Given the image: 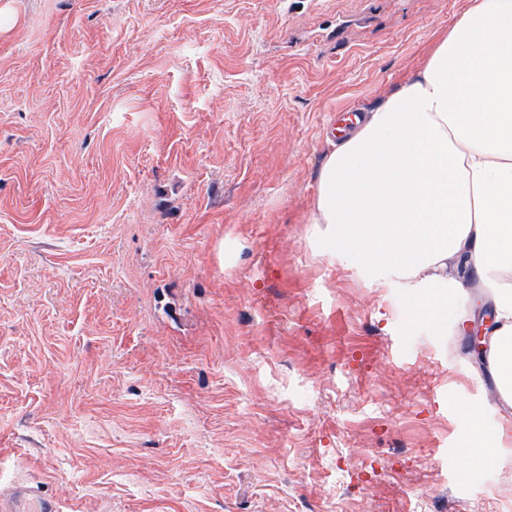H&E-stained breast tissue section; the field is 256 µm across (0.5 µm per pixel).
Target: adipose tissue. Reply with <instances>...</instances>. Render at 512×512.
<instances>
[{
    "label": "adipose tissue",
    "instance_id": "1",
    "mask_svg": "<svg viewBox=\"0 0 512 512\" xmlns=\"http://www.w3.org/2000/svg\"><path fill=\"white\" fill-rule=\"evenodd\" d=\"M314 223L370 287L399 289L419 315L469 276L492 290V363L512 402V0H471L401 83L328 155ZM469 466L502 437L471 406Z\"/></svg>",
    "mask_w": 512,
    "mask_h": 512
}]
</instances>
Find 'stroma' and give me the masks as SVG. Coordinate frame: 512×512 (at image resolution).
<instances>
[{"mask_svg": "<svg viewBox=\"0 0 512 512\" xmlns=\"http://www.w3.org/2000/svg\"><path fill=\"white\" fill-rule=\"evenodd\" d=\"M468 0H0V489L59 512H512L459 320L321 245L347 105ZM467 419L472 424V430L466 440L464 452L468 456V470L480 464H486L493 461L504 447L503 438L505 432L497 437H491L480 429L481 408L476 406H467Z\"/></svg>", "mask_w": 512, "mask_h": 512, "instance_id": "35a3bbf8", "label": "stroma"}]
</instances>
